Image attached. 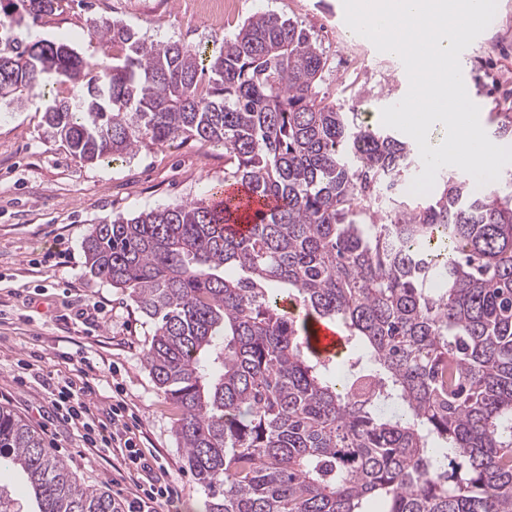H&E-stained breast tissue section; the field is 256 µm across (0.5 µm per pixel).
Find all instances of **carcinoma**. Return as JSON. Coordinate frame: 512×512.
I'll return each mask as SVG.
<instances>
[{
	"label": "carcinoma",
	"mask_w": 512,
	"mask_h": 512,
	"mask_svg": "<svg viewBox=\"0 0 512 512\" xmlns=\"http://www.w3.org/2000/svg\"><path fill=\"white\" fill-rule=\"evenodd\" d=\"M57 5L0 10V104L40 92L46 133L87 163L221 147L257 206L212 188L84 240L91 276L152 325L146 366L206 512H512V194L392 193L413 148L318 98L326 58L288 19L253 16L208 56L101 16L92 62L28 39ZM311 319L341 325L344 355L311 348ZM3 468L32 512H117L0 407ZM0 512H20L2 484Z\"/></svg>",
	"instance_id": "cac0c4a2"
}]
</instances>
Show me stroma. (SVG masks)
Returning <instances> with one entry per match:
<instances>
[{
	"mask_svg": "<svg viewBox=\"0 0 512 512\" xmlns=\"http://www.w3.org/2000/svg\"><path fill=\"white\" fill-rule=\"evenodd\" d=\"M273 13L316 37L328 58L320 96L380 126V112L399 102L409 81L399 57L354 39L342 0H237L213 29L194 18L191 0H60L55 13L29 23L31 39L67 40L88 51L86 30L107 14L160 42L218 48L248 18ZM362 46L357 68H344L347 43ZM465 65L483 92L480 122L494 135L498 115L512 113V0H497L496 19ZM43 101L0 110V407L12 409L91 487L120 480L109 453H89L79 431L55 411L43 379L73 376L69 353L83 351L94 379L88 400L108 408L122 391L141 425V447L168 470L178 496L164 512H204L205 496L185 467L175 407L156 388L144 361L151 334L126 293L92 277L83 241L103 218L129 216L200 198L224 182V151L188 140L150 145L114 161L86 163L46 136Z\"/></svg>",
	"mask_w": 512,
	"mask_h": 512,
	"instance_id": "35a3bbf8",
	"label": "stroma"
}]
</instances>
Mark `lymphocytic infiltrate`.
I'll return each mask as SVG.
<instances>
[{
    "mask_svg": "<svg viewBox=\"0 0 512 512\" xmlns=\"http://www.w3.org/2000/svg\"><path fill=\"white\" fill-rule=\"evenodd\" d=\"M43 387L62 417L82 429L87 448H109L115 452L117 472L127 474L134 486L125 512H159L177 497L178 491L168 471L151 451L134 443L129 407L123 398L113 397L105 414L96 413L87 400L93 386L88 373L83 371L74 379L44 380Z\"/></svg>",
    "mask_w": 512,
    "mask_h": 512,
    "instance_id": "obj_1",
    "label": "lymphocytic infiltrate"
}]
</instances>
